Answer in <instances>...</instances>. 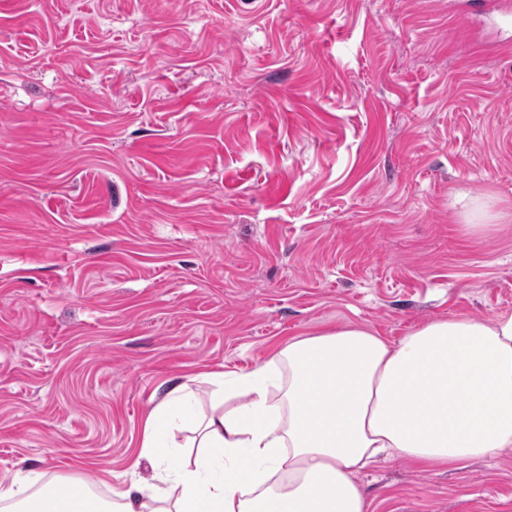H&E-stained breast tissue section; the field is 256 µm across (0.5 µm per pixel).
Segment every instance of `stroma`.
Returning a JSON list of instances; mask_svg holds the SVG:
<instances>
[{
  "instance_id": "stroma-1",
  "label": "stroma",
  "mask_w": 512,
  "mask_h": 512,
  "mask_svg": "<svg viewBox=\"0 0 512 512\" xmlns=\"http://www.w3.org/2000/svg\"><path fill=\"white\" fill-rule=\"evenodd\" d=\"M512 312V0H0V482L133 478L172 385ZM368 512H512V448Z\"/></svg>"
}]
</instances>
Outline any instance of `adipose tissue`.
Instances as JSON below:
<instances>
[{
    "label": "adipose tissue",
    "mask_w": 512,
    "mask_h": 512,
    "mask_svg": "<svg viewBox=\"0 0 512 512\" xmlns=\"http://www.w3.org/2000/svg\"><path fill=\"white\" fill-rule=\"evenodd\" d=\"M207 380L223 396L210 414L197 415L184 383L150 411L141 448L153 482L106 503L84 482L60 492L29 469L0 500L12 512H367L358 476L375 462L445 466L512 448V313L432 320L396 342L341 326ZM185 429L197 435L192 459L178 449Z\"/></svg>",
    "instance_id": "obj_1"
}]
</instances>
